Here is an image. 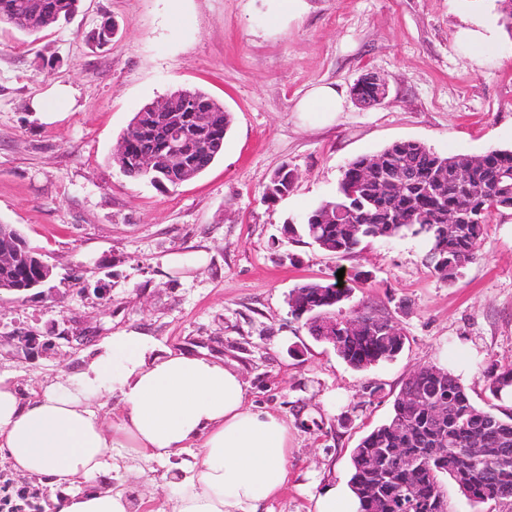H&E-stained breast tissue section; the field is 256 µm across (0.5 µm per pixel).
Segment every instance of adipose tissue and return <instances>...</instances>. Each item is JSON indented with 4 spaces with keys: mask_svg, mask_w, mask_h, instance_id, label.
<instances>
[{
    "mask_svg": "<svg viewBox=\"0 0 512 512\" xmlns=\"http://www.w3.org/2000/svg\"><path fill=\"white\" fill-rule=\"evenodd\" d=\"M109 396L119 404L111 418L100 412ZM290 440L283 416L247 405L237 370L205 353L158 349L137 331L113 334L32 395L0 375V457L48 480L53 512H137L126 491L88 486L108 474L113 448L149 460L196 449L170 476L169 512H261L287 484Z\"/></svg>",
    "mask_w": 512,
    "mask_h": 512,
    "instance_id": "1",
    "label": "adipose tissue"
}]
</instances>
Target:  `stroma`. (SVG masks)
Wrapping results in <instances>:
<instances>
[{
	"mask_svg": "<svg viewBox=\"0 0 512 512\" xmlns=\"http://www.w3.org/2000/svg\"><path fill=\"white\" fill-rule=\"evenodd\" d=\"M79 0L69 20L35 35L0 24V223L13 224L52 264L55 290L0 295V374L24 391L79 368L86 347L141 331L161 347L207 351L235 368L248 405L288 420V486L263 512H309L308 495L347 484L359 441L390 415L414 369L448 368L482 398L487 372L512 365V210L492 215L481 257L455 281L435 275L424 243L407 236L348 256L285 238L332 195L349 160L402 140L478 156L512 148V32L496 0ZM111 20L101 46L93 31ZM491 29L495 56L475 64L457 43L464 20ZM384 80V104L351 88ZM342 94L334 117L308 119L298 101L316 85ZM56 85L67 112H35ZM179 88H196L232 115L222 154L175 188L124 175L113 150L134 115ZM288 195L262 193L281 166ZM343 272V315L365 306L402 330L392 361L350 368L290 314L297 286ZM56 337L45 353L8 343L17 331ZM86 337L70 345L67 336ZM113 453L99 489L129 488L145 512L171 496L176 462ZM32 512L46 484L0 461V487Z\"/></svg>",
	"mask_w": 512,
	"mask_h": 512,
	"instance_id": "35a3bbf8",
	"label": "stroma"
}]
</instances>
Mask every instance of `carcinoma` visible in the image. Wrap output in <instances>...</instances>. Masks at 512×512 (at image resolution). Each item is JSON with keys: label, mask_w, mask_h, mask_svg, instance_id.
<instances>
[{"label": "carcinoma", "mask_w": 512, "mask_h": 512, "mask_svg": "<svg viewBox=\"0 0 512 512\" xmlns=\"http://www.w3.org/2000/svg\"><path fill=\"white\" fill-rule=\"evenodd\" d=\"M78 0H0V23L10 24L22 5H27L36 25L33 31L68 17ZM189 93L205 110L207 128L198 134L189 131L184 143V180L203 173L222 153L231 115L199 89ZM365 103H379L374 84L361 80L352 88ZM153 113L143 107L132 119L140 136L123 137L124 152L112 157L127 176L147 179L161 186H175L163 161L143 169L137 155L152 145L157 154L165 150L155 135ZM370 157L351 160L342 172L335 193L303 218L304 234L320 249L351 254L373 241H393L411 235L424 240L426 260L442 279L453 281L480 256L489 216L494 211L512 209V188L504 190L500 177L512 175V149H492L480 156L441 155L417 141L395 142ZM468 171V179L456 182L451 169ZM408 171L410 187L379 192L380 172ZM290 170L284 166L271 178L264 199L275 201L291 189ZM463 214V223L448 226L450 210ZM343 220L336 222V212ZM37 278L33 263L23 258L13 267L0 270V281L26 284ZM351 289L338 286L331 277L324 282L296 287L297 304L291 314L304 321L312 336L319 322L331 320L340 326L346 318L336 308L349 299ZM365 327L337 335L338 356L351 368L364 370L396 357L400 349L377 337L376 329L393 326L392 320L373 308L354 312ZM486 390L491 400L478 404L468 388L451 371L437 366L414 370L397 394L386 421L365 435L351 456L349 485L359 500V512H422L431 498L446 502L442 479L447 477L474 506L486 512H512V469L504 472L496 465V452H512V367L487 375ZM448 399V420L436 422L430 409L439 399ZM398 448H423L417 465L396 467ZM388 482L375 497L380 473Z\"/></svg>", "instance_id": "carcinoma-1"}]
</instances>
